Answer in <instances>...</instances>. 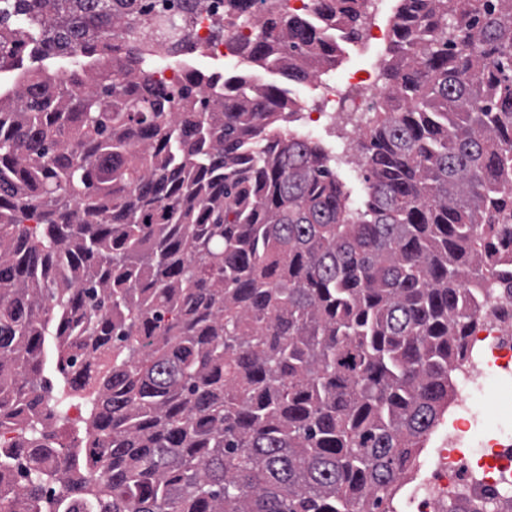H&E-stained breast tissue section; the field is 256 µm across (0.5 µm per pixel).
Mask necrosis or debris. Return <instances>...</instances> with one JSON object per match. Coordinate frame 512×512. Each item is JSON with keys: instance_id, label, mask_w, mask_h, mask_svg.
<instances>
[{"instance_id": "1", "label": "necrosis or debris", "mask_w": 512, "mask_h": 512, "mask_svg": "<svg viewBox=\"0 0 512 512\" xmlns=\"http://www.w3.org/2000/svg\"><path fill=\"white\" fill-rule=\"evenodd\" d=\"M371 74L359 69L345 83L324 85L326 107L318 111L305 102L294 110L302 127L315 131L334 122L342 112H367L379 105L381 97L370 85ZM471 339L487 344L498 368L512 372V289L495 288L482 301L474 317ZM455 376V401L459 408L453 423L454 433L447 447L437 449V458L423 483L408 496L409 512H500L504 493H512V444L478 450L459 447L477 425L471 403L486 385V375L477 363L459 365Z\"/></svg>"}]
</instances>
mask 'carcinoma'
Masks as SVG:
<instances>
[{"instance_id": "1", "label": "carcinoma", "mask_w": 512, "mask_h": 512, "mask_svg": "<svg viewBox=\"0 0 512 512\" xmlns=\"http://www.w3.org/2000/svg\"><path fill=\"white\" fill-rule=\"evenodd\" d=\"M315 2L0 0L1 72L82 76L0 92V512H390L512 281V0H395L359 199L279 86L152 78L197 16L304 82L367 7Z\"/></svg>"}]
</instances>
